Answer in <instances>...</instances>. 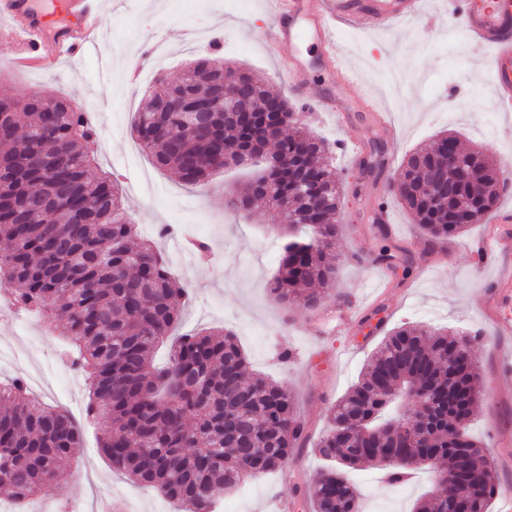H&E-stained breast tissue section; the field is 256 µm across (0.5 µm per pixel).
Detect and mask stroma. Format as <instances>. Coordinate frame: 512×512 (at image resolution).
I'll return each instance as SVG.
<instances>
[{
	"label": "stroma",
	"instance_id": "obj_1",
	"mask_svg": "<svg viewBox=\"0 0 512 512\" xmlns=\"http://www.w3.org/2000/svg\"><path fill=\"white\" fill-rule=\"evenodd\" d=\"M422 7L423 17L395 29L374 28L359 17L337 31L360 78L355 87L336 92L347 125L335 123L328 113L293 106L295 124L337 143L336 171L343 184L335 248L342 259L339 280L335 292L314 310L283 306L266 291L278 268L281 239L270 226L264 203L240 213L228 203L229 190L243 183L247 170L220 169L204 184L185 186L156 168L130 136L143 101L161 91V76L178 75L200 58L223 59L283 93L274 78L276 56L265 41L272 0H106L100 39L79 62L51 61L21 77L0 60V87L16 98L34 92L76 95L99 132L91 173L118 176L124 206L141 238L158 239L160 226L178 225L177 241H158L187 291L180 332L232 331L251 372L287 386L295 398L305 425L304 448L281 471L248 481L246 491L221 495L222 512H280L284 500L289 512H313L297 490L311 483L322 466L313 448L327 428L329 410L356 382L383 336L404 324L482 330L473 352L486 395L474 410L470 432L490 449L499 487L512 488V446L502 445L504 436H512V379L502 378L500 363L501 351L512 350V334H494L484 312L488 283L512 274V255L477 273L470 247L488 230L479 223L448 239L453 254L438 261L441 246L422 237L411 216L390 199L392 176L406 156L430 147L444 129H454L463 148L484 147L498 160L503 157L499 141L512 146L507 133L494 141L477 130L490 111L486 50L457 39L460 22L449 12L448 0H424ZM365 94L390 110L400 130L396 142H389L366 113L357 111L356 102ZM375 148L388 165L381 175H362L359 162ZM379 197L390 201L388 243L409 259L408 276L376 259L381 241L367 212ZM191 239L212 246L206 270H199L195 253L178 247ZM353 253L362 255L363 264L349 262ZM347 308L365 317L380 313L383 323L368 334L359 325L332 336L322 334V318ZM2 344L12 345L16 355L0 361L1 381L41 377V400L66 409L83 424L80 451L65 464L66 488L44 487L24 501V512L85 510L100 494L124 500L130 512H180L156 490L112 471L102 457L101 433L84 421L87 381L74 370L55 322L13 313L9 320H0ZM286 350L292 352L291 360H282Z\"/></svg>",
	"mask_w": 512,
	"mask_h": 512
}]
</instances>
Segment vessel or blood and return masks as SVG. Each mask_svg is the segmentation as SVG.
<instances>
[{
	"label": "vessel or blood",
	"mask_w": 512,
	"mask_h": 512,
	"mask_svg": "<svg viewBox=\"0 0 512 512\" xmlns=\"http://www.w3.org/2000/svg\"><path fill=\"white\" fill-rule=\"evenodd\" d=\"M462 20L467 38L493 47L489 60L492 97L499 112H512V0H448ZM363 14L375 27L394 24L419 14V0H273L268 41L288 48L284 67L286 87L311 110L335 109L336 93L316 88L313 72L319 68L339 75V86L355 82L333 36L331 21L347 22ZM0 17L8 19L13 34L22 36L23 53L40 59L51 55L74 60L93 50L100 32L99 0H51L49 9L37 10L32 0H0ZM316 46L317 54L307 57L296 52L299 39ZM492 234L479 240L474 251L481 263H489L497 250L512 249V236L502 225L512 223V212L498 213ZM493 315L499 332H512V280L492 281Z\"/></svg>",
	"instance_id": "b4317fda"
}]
</instances>
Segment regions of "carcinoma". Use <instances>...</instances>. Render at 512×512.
Masks as SVG:
<instances>
[{
    "label": "carcinoma",
    "mask_w": 512,
    "mask_h": 512,
    "mask_svg": "<svg viewBox=\"0 0 512 512\" xmlns=\"http://www.w3.org/2000/svg\"><path fill=\"white\" fill-rule=\"evenodd\" d=\"M210 61H196L167 82L163 94L137 112L133 135L155 165L178 182H204L213 171L242 165L243 141L274 143L268 170L231 191V207L246 210L256 185L284 243L269 282L284 306L310 309L336 288L334 254L341 186L325 140L298 129L281 136L293 118L288 101L271 95L251 74L237 72L250 96L273 102L282 114L266 134L265 113L216 117L172 130L188 117L159 112L175 95L210 96ZM96 128L61 99L28 97L0 128V280L15 285L12 305L62 323L70 356L88 383L85 419L101 431L100 448L112 470L156 489L183 512H216L226 490L280 470L300 447L303 426L288 389L246 376L247 359L235 334L216 329L170 342V363L154 364L159 344L180 322L185 290L154 243L133 248L136 226L124 218L122 193L107 177L91 178ZM24 155L26 167L14 170ZM418 150L403 163L395 194L421 233L439 242L464 231L430 205L432 170L418 171ZM481 178L456 201L463 210L503 165L485 156ZM480 333H433L399 326L383 338L357 381L330 410L316 452L327 464L305 492L315 512H360L351 470L375 463L390 485L408 482L418 467L452 473L468 494L471 512H488L497 490L486 449L468 433L485 390L472 344ZM427 406L403 409L416 394ZM81 446L78 423L65 410L35 398L21 378L0 388V487L25 499L62 485L60 464ZM445 486L435 485L413 512H446Z\"/></svg>",
    "instance_id": "1"
}]
</instances>
